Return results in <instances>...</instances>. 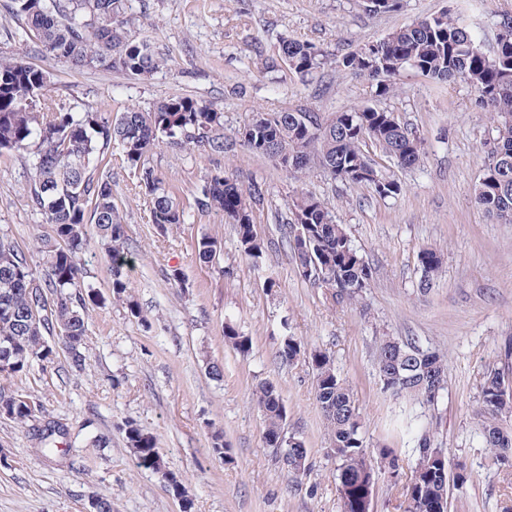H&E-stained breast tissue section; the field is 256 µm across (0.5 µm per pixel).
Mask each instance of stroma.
Wrapping results in <instances>:
<instances>
[{
	"mask_svg": "<svg viewBox=\"0 0 512 512\" xmlns=\"http://www.w3.org/2000/svg\"><path fill=\"white\" fill-rule=\"evenodd\" d=\"M126 6L166 66L141 80L35 58L50 74L54 98L78 99L113 118L187 94L223 109L229 138L257 111L305 107L328 114L366 105L394 113L423 139L424 155L403 168L371 150L381 174L402 185L400 195L383 198L318 166L294 178L275 160L238 145L219 159L154 149L149 162L176 196L191 193L216 168L240 185L261 186L265 200L255 230L265 252L255 260L244 255L223 214L194 212L164 230L151 224L134 172L113 146L112 185L141 315L132 317L125 301L113 297L109 260L91 244L84 281L104 302L87 319L85 369L71 368L52 336L53 363L4 381L40 410L23 426L0 419V512H85L100 496L111 498L112 512H180L160 474L138 466L125 438L129 421L156 436L192 512H340L315 371L304 357L281 361L287 336L331 357L354 392L368 449L393 448L411 468L418 428L438 420L449 463L465 464L470 475L451 489L449 512H512V466L493 464L477 417L486 375L512 369L504 357L512 342V224L490 220L474 203L494 126L476 107L473 88L460 80L438 85L408 69L396 76L395 94L380 97L366 77L304 78L285 67L272 73L262 67L285 38L339 56L446 11L490 55L501 21L512 16V0H400L396 11L379 14L364 0H126ZM298 190L324 202L374 268L364 307L334 304L292 263L286 227L273 223L271 213L284 211ZM0 233L19 244L33 269L44 270L41 242L53 228L32 206L29 170L16 152L0 155ZM206 234L221 245L210 264L196 256ZM425 248L440 253L442 270L423 293L418 255ZM175 270L181 281L171 279ZM228 323L249 336L248 355L225 344ZM388 336L446 353L447 383L436 407L383 391L376 358ZM215 367L220 376L212 375ZM262 380L279 388L288 410L285 432L308 450L303 473L288 472L263 442L264 419L252 401ZM49 421L63 426L71 442L53 456L34 438L35 428ZM216 431L228 458L212 451Z\"/></svg>",
	"mask_w": 512,
	"mask_h": 512,
	"instance_id": "1",
	"label": "stroma"
}]
</instances>
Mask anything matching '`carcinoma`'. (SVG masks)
I'll return each mask as SVG.
<instances>
[{
    "label": "carcinoma",
    "mask_w": 512,
    "mask_h": 512,
    "mask_svg": "<svg viewBox=\"0 0 512 512\" xmlns=\"http://www.w3.org/2000/svg\"><path fill=\"white\" fill-rule=\"evenodd\" d=\"M8 13L15 21V36L31 51L67 63L71 68L104 69L147 79L162 69L167 58L139 39L135 24L126 15L125 0H9ZM279 57L288 69L308 76L330 68L355 77H382L378 95L396 91L391 78L410 68L436 83L460 79L477 94L478 106L490 116L496 136L486 145V161L475 191L476 204L492 219L512 223V19L500 22L497 51L486 55L474 34L451 15L425 18L401 27L384 38L330 60L315 46L284 39ZM50 75L22 58L0 57V154L24 152L29 160L33 207L54 237L44 240L46 270L38 273L24 252L7 235H0V375L25 372L34 363H50L54 351L46 337L55 329L71 364L82 369L85 356V315L102 296L83 281L82 256L90 245L87 225L96 229L98 242L111 259V290L126 300L131 316L141 312L126 273L130 264L124 216L112 190V143L121 146L124 161L137 175L138 187L149 199V212L164 227L181 224L195 211H216L236 225L244 254L258 259L265 245L254 233L258 209L254 188H245L216 171L185 202L148 163L150 152L161 144L201 155L220 156L228 147L224 113L213 102L180 95L157 102L152 109L129 108L109 119L78 100L48 95ZM249 137L236 132L240 146L252 154H284L280 165L297 176L310 165L303 158L318 159L330 174L351 187L372 186L382 197L397 196L402 185L379 173L365 152L371 143L398 165L419 164L423 142L393 113L368 106L351 107L323 116L307 108L255 113L247 123ZM288 224L302 225V237L288 235L292 261L300 275L323 288L338 305L362 303L373 279L370 264L352 244L345 225L314 196L298 192L288 201ZM216 238L206 234L197 243L198 259L215 260ZM423 280L428 289L442 267L440 254L420 251ZM52 299L58 313L52 320L33 323L25 315L32 301ZM224 342L237 353L250 352V339L232 325L224 326ZM305 356L316 372V401L326 422L336 460V491L341 512H372L374 471L400 477L393 449L381 446L370 452L364 444L362 423L348 382L336 371L330 356L309 351L292 336L284 338L280 357L292 362ZM447 359L438 349L422 350L415 343L387 337L382 340L377 367H398L401 377L382 381L394 396H407L423 404L438 401L434 389L444 390ZM254 402L265 420L264 443L283 448L288 457L308 460L304 443L286 436L287 408L278 388L269 381L253 391ZM482 433L492 461L509 463L502 449H512V433L502 418L512 415V375L490 372L479 396ZM19 424L35 416L37 405L0 387V411ZM139 466L161 475L172 491L185 497L159 452L156 437L135 423L124 428ZM43 451L55 454L69 446L68 433L53 422L35 429ZM417 458L403 486L405 512H448L450 485L467 482L464 469L442 471V448L431 428L417 435Z\"/></svg>",
    "instance_id": "cac0c4a2"
}]
</instances>
